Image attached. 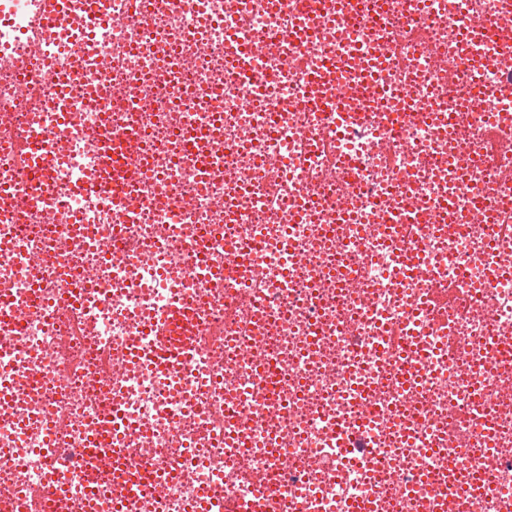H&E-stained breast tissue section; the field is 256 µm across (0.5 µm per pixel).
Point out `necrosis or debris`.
Listing matches in <instances>:
<instances>
[{
  "label": "necrosis or debris",
  "mask_w": 512,
  "mask_h": 512,
  "mask_svg": "<svg viewBox=\"0 0 512 512\" xmlns=\"http://www.w3.org/2000/svg\"><path fill=\"white\" fill-rule=\"evenodd\" d=\"M39 2L0 0V512H512V0Z\"/></svg>",
  "instance_id": "1"
}]
</instances>
